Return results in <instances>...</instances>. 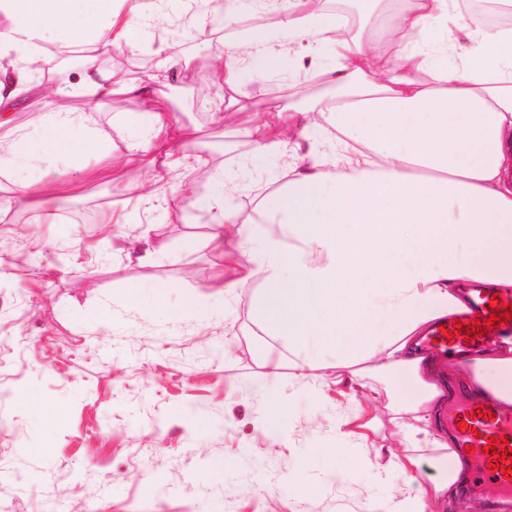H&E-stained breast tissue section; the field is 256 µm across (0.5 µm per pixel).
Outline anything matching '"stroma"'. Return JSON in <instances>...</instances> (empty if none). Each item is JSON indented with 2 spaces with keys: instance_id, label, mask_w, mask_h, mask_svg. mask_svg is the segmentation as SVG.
<instances>
[{
  "instance_id": "1",
  "label": "stroma",
  "mask_w": 512,
  "mask_h": 512,
  "mask_svg": "<svg viewBox=\"0 0 512 512\" xmlns=\"http://www.w3.org/2000/svg\"><path fill=\"white\" fill-rule=\"evenodd\" d=\"M221 32L204 22L182 32L180 66L159 69L153 41L137 53L105 55L124 75L156 76L172 119L215 165H238V202L276 191L281 161L243 157L210 121L208 54ZM103 182L54 201V223L14 205L0 213V512H384L397 494L370 460L396 447L386 407L400 380L379 393L342 396L337 370L302 378L310 352L288 350L254 323L248 300L191 312L227 279L187 204L152 229L105 226L130 210ZM163 247L145 264L130 253ZM167 283L163 306L151 286ZM139 287L140 296L127 290ZM107 311L110 325L96 316ZM236 335L224 333L225 322ZM63 404L57 420L29 399ZM360 414L364 438L336 444L341 417ZM208 428L199 431L197 420ZM343 471L337 485L327 470Z\"/></svg>"
}]
</instances>
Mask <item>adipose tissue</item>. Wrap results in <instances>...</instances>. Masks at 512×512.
Wrapping results in <instances>:
<instances>
[{
	"label": "adipose tissue",
	"mask_w": 512,
	"mask_h": 512,
	"mask_svg": "<svg viewBox=\"0 0 512 512\" xmlns=\"http://www.w3.org/2000/svg\"><path fill=\"white\" fill-rule=\"evenodd\" d=\"M449 0H410L391 19L384 38L339 36V21L312 0H0V176L10 185L0 208L39 207L47 197L90 181L111 180L116 156L111 132L91 110L56 103V96L111 102L121 95L142 110L122 160L144 162L149 186L125 184L135 204L159 208L189 195L186 178L212 166L191 149L159 101L154 77L115 80L100 58L115 48L136 52L153 29L194 26L220 17L236 31L217 44L210 67L218 80L214 119L242 112L249 153L285 157L284 185L256 194L252 208L236 200L237 171L215 167V187L193 198L209 228L212 251L231 276L232 295L252 279L261 286L250 306L268 335L289 345L311 342L322 360L349 368L350 387L366 379L406 380L395 412L404 454L381 465L400 484L393 512H431L456 500L469 463L453 438L432 430L438 385L425 379L432 358L420 346L432 324L463 309L461 282L512 294V26L469 29L448 15ZM264 23L243 30L244 15ZM86 47L82 77L56 73L51 88L33 84L34 64L50 48ZM330 44L335 58L317 64L324 93L287 88L277 111L244 93L241 77L283 75ZM458 62H449V54ZM43 108L38 138L14 117L21 92ZM281 138L270 139V126ZM48 180H24L19 161L29 151ZM102 153V164L87 162ZM182 172L183 183L169 177ZM478 394L512 410V341L467 354ZM451 460L430 487L419 480L422 450Z\"/></svg>",
	"instance_id": "ef3b65f1"
}]
</instances>
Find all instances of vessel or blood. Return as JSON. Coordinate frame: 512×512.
Here are the masks:
<instances>
[{"mask_svg": "<svg viewBox=\"0 0 512 512\" xmlns=\"http://www.w3.org/2000/svg\"><path fill=\"white\" fill-rule=\"evenodd\" d=\"M491 300L490 293L484 290H475L469 300L468 313L461 316L460 321L463 327H471L473 321L478 317H489L491 310L489 302ZM512 329L511 321L498 322L497 326L488 329L483 335L465 338L456 337L455 340H447L439 329H432L428 335L429 340L435 341L436 351L452 350V352L460 354L470 351L476 347L483 345L499 332ZM489 405L485 401L476 397H469L468 400L456 407L450 408L448 412V426L454 435L459 447L474 446L473 456L476 460L475 480L478 484L487 486L498 497H512V482L507 481L501 472L491 471L489 468L490 457L483 451L487 446L489 437H505L512 440V418L502 415H495L494 419L482 418V411L488 410ZM466 422V429H459V422Z\"/></svg>", "mask_w": 512, "mask_h": 512, "instance_id": "1", "label": "vessel or blood"}]
</instances>
